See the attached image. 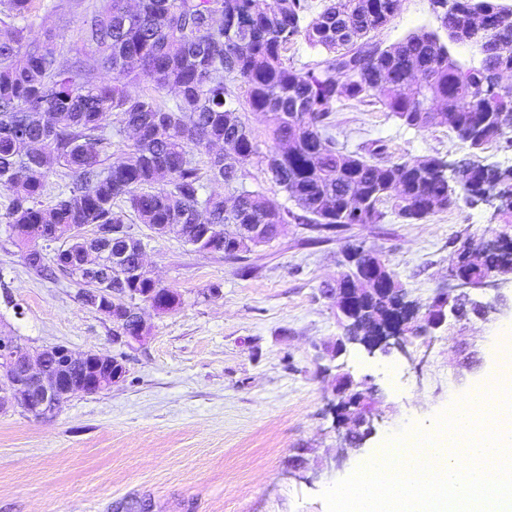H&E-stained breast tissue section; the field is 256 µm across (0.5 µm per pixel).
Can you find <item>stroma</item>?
I'll return each mask as SVG.
<instances>
[{
  "mask_svg": "<svg viewBox=\"0 0 512 512\" xmlns=\"http://www.w3.org/2000/svg\"><path fill=\"white\" fill-rule=\"evenodd\" d=\"M59 3L51 11L34 0L31 40L49 33L63 56L90 54L78 34L104 0ZM439 27L431 0H401L377 38L390 44ZM329 133L360 153L382 140L386 162L474 155L447 128L418 130L347 99L336 104ZM510 222L492 206L461 202L420 223L390 213L327 239L287 224L240 260L136 224L147 269L180 302L162 314L146 310L149 332L131 348L69 277L30 270L0 223V329L38 349L114 356L126 369L109 389L72 394L54 419L0 413V512H328L323 492L390 434L477 385L489 366L487 331L512 321V308L437 330L403 352L354 345L329 361L317 353L342 328L322 285L363 244L380 250L410 300L427 305L447 283L460 241ZM341 371L373 389L374 431L357 448L335 428Z\"/></svg>",
  "mask_w": 512,
  "mask_h": 512,
  "instance_id": "35a3bbf8",
  "label": "stroma"
}]
</instances>
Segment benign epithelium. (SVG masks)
<instances>
[{"label":"benign epithelium","instance_id":"1","mask_svg":"<svg viewBox=\"0 0 512 512\" xmlns=\"http://www.w3.org/2000/svg\"><path fill=\"white\" fill-rule=\"evenodd\" d=\"M467 163L442 160L440 175L454 182L466 169ZM474 203H483L497 211L512 210V196H505L497 189H488L478 196ZM97 237V233L87 235L82 227L72 224L68 232L36 240V243H60L57 255H67L80 249L86 240ZM512 247V225L506 224L492 233L488 239L470 241L464 257L456 260L451 271L454 284L437 291L429 304L424 323L418 325L419 306L408 300L403 288L388 287V279L378 277L376 264L364 258L362 249L353 247L348 254L349 261L356 263V272L351 276L338 274L329 283L328 297L336 299L338 318L344 323V336L336 341L331 351L335 358L347 351L349 345H359L372 353L378 349L387 353L395 348L407 352V346L415 338L427 337L441 328L451 329L454 323L468 319L469 315L487 320L498 312L497 304L479 301L472 291L484 288H497L499 282H512V262L489 271L483 280L473 285L459 272L468 261L483 256L487 252H501ZM379 292L393 297V312L382 324L378 335L363 340L353 336L356 317L361 309ZM97 310L118 322L114 331L116 340L127 346L139 343L148 332V325L142 317L140 307L131 299L93 304ZM50 352L55 359L53 367L45 362L44 352ZM32 348L10 334L0 331V412L9 409H24L34 396L42 398L33 409L37 418L48 420L57 416L70 395L78 390L91 389L97 393L118 382L112 375V357L84 352L76 354L68 347L58 345L48 350ZM338 401L336 419L338 425L351 424L345 441L354 447L363 444L371 433V407L365 404L368 389L365 383L355 381L348 373L338 375L335 385Z\"/></svg>","mask_w":512,"mask_h":512}]
</instances>
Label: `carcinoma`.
<instances>
[{
	"instance_id": "carcinoma-1",
	"label": "carcinoma",
	"mask_w": 512,
	"mask_h": 512,
	"mask_svg": "<svg viewBox=\"0 0 512 512\" xmlns=\"http://www.w3.org/2000/svg\"><path fill=\"white\" fill-rule=\"evenodd\" d=\"M444 34L419 29L383 44L374 34L399 10L400 0H324L309 14L307 0H109L96 12L83 39L91 56L59 59L52 35L31 42L32 0H0V189L10 193L7 224H81L102 228L133 217L153 228L182 225L187 244L200 224L219 235L212 253L240 260L251 247L237 225L265 224V242L277 225L294 222L333 232L351 224H378L382 207L407 224L426 220L491 186L512 191V171L491 172L470 161L459 182L448 186L433 167L436 157L381 164V145L367 154L336 145L329 135L337 102H377L418 130L445 127L474 151L500 136L494 114L512 105V87L492 90L483 69L512 68V4L503 0H432ZM485 27L478 67L452 58L448 43L466 23ZM302 39L321 59L316 67L288 63V45ZM112 71V81L96 71ZM422 82L409 85L414 73ZM163 91L174 94L168 103ZM272 116L274 148L263 153L251 136L236 137L243 112ZM116 117L115 133L104 118ZM134 129L124 156L111 160L112 136ZM24 138H18V132ZM235 138V156L213 148ZM265 164L272 182L295 201L299 212L279 207L244 184L245 168ZM71 183L49 203L42 201L52 165ZM224 184L237 204L224 213V196L204 193V181ZM359 188L363 206H347ZM508 254L485 255L463 266L477 280ZM36 274L62 273L80 286V297L110 300L134 292L171 306L180 295L142 275L109 273V289L80 273V256L24 254Z\"/></svg>"
}]
</instances>
